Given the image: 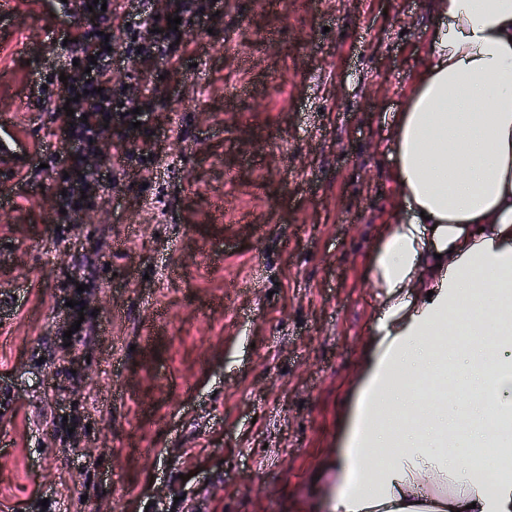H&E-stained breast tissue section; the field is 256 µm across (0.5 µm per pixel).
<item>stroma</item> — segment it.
<instances>
[{
	"label": "stroma",
	"mask_w": 512,
	"mask_h": 512,
	"mask_svg": "<svg viewBox=\"0 0 512 512\" xmlns=\"http://www.w3.org/2000/svg\"><path fill=\"white\" fill-rule=\"evenodd\" d=\"M431 27L432 0H211L179 70L126 64L150 92L112 133L162 150L89 196L101 221L61 225L69 145L29 91L81 28L61 0H11L0 512H326L317 476L377 315L387 118ZM77 253L98 259L82 291Z\"/></svg>",
	"instance_id": "1"
}]
</instances>
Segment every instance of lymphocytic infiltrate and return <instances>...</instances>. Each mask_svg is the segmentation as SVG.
<instances>
[{"instance_id": "lymphocytic-infiltrate-1", "label": "lymphocytic infiltrate", "mask_w": 512, "mask_h": 512, "mask_svg": "<svg viewBox=\"0 0 512 512\" xmlns=\"http://www.w3.org/2000/svg\"><path fill=\"white\" fill-rule=\"evenodd\" d=\"M206 0H182L177 29H169L165 8L121 7L108 0L106 7L93 0H70L68 11L83 20L76 41L63 47L65 62L60 70L67 81L55 84L46 77L38 89L37 103L51 112L67 141L75 149L69 156L76 173L64 182L57 206L64 209V221L87 218L90 208L81 197L92 179L86 171L88 157L103 160L107 168L124 164L133 152L126 141L112 138L105 126L114 113L133 111L145 92L143 84L131 82L119 59L158 60L170 69L182 65L188 42L186 36L205 9Z\"/></svg>"}]
</instances>
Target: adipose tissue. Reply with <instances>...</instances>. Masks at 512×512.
<instances>
[{"label":"adipose tissue","mask_w":512,"mask_h":512,"mask_svg":"<svg viewBox=\"0 0 512 512\" xmlns=\"http://www.w3.org/2000/svg\"><path fill=\"white\" fill-rule=\"evenodd\" d=\"M330 512H512V0H433ZM480 449L482 462L471 460Z\"/></svg>","instance_id":"ef3b65f1"}]
</instances>
